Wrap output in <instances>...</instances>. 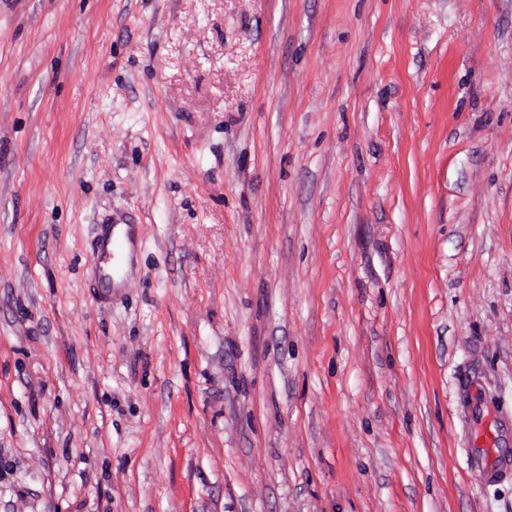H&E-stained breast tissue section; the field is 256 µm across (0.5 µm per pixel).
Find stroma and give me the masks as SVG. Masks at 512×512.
<instances>
[{
  "label": "stroma",
  "instance_id": "obj_1",
  "mask_svg": "<svg viewBox=\"0 0 512 512\" xmlns=\"http://www.w3.org/2000/svg\"><path fill=\"white\" fill-rule=\"evenodd\" d=\"M479 412L512 0H0V512H512Z\"/></svg>",
  "mask_w": 512,
  "mask_h": 512
}]
</instances>
